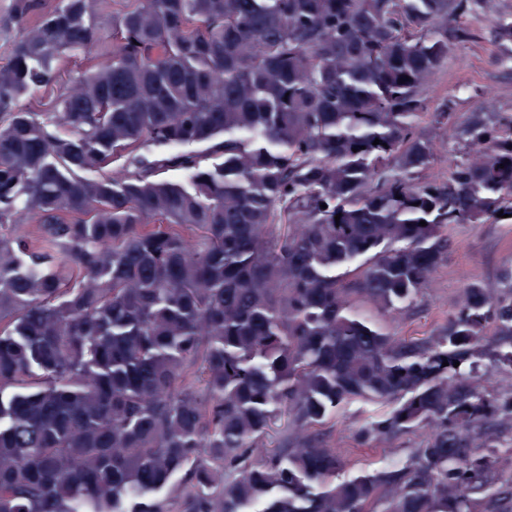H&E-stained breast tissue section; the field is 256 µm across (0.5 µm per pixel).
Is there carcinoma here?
Listing matches in <instances>:
<instances>
[{
  "instance_id": "cac0c4a2",
  "label": "carcinoma",
  "mask_w": 512,
  "mask_h": 512,
  "mask_svg": "<svg viewBox=\"0 0 512 512\" xmlns=\"http://www.w3.org/2000/svg\"><path fill=\"white\" fill-rule=\"evenodd\" d=\"M478 3L129 0L109 33L107 0H60L25 29L0 66V512H512V273L422 340L354 299L396 314L448 225L512 224V117L467 125L440 180L417 127ZM66 50L92 69L18 108ZM358 399L391 404L362 441L426 430L405 464L342 475L312 428ZM496 448L499 456V469L507 479L512 476V426L498 429Z\"/></svg>"
}]
</instances>
